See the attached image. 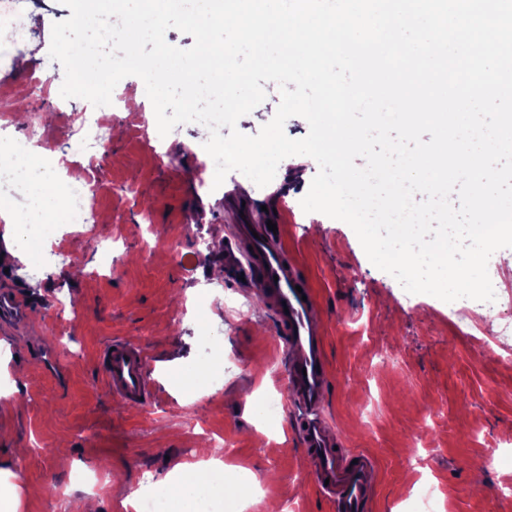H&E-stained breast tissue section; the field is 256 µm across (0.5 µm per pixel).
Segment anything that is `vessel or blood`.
Segmentation results:
<instances>
[{"label":"vessel or blood","mask_w":512,"mask_h":512,"mask_svg":"<svg viewBox=\"0 0 512 512\" xmlns=\"http://www.w3.org/2000/svg\"><path fill=\"white\" fill-rule=\"evenodd\" d=\"M235 238L248 254L239 273L253 280L269 305L283 343L289 402L297 415L296 435L313 481L334 512H368L373 457L336 450L334 437L314 417L325 404L329 384L324 337L312 319L317 306L314 290L304 272L288 259L280 234L267 225L237 224ZM25 317L26 308L16 295L0 292V319L13 322ZM149 361L142 347L118 338L107 340L100 351V365L108 393L125 405L143 404L151 391Z\"/></svg>","instance_id":"obj_1"}]
</instances>
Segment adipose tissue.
<instances>
[{"instance_id": "ef3b65f1", "label": "adipose tissue", "mask_w": 512, "mask_h": 512, "mask_svg": "<svg viewBox=\"0 0 512 512\" xmlns=\"http://www.w3.org/2000/svg\"><path fill=\"white\" fill-rule=\"evenodd\" d=\"M8 164L22 180L20 193L33 201L32 209L15 223V230H22L27 224L41 223L49 216L65 217L64 202L36 181L38 160L34 155L18 152L9 159ZM174 471V477L162 487L161 497L166 505L164 512H199L204 499L219 498L230 504L242 492L235 475L219 460L181 463L175 466Z\"/></svg>"}]
</instances>
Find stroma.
Masks as SVG:
<instances>
[{"label": "stroma", "instance_id": "obj_1", "mask_svg": "<svg viewBox=\"0 0 512 512\" xmlns=\"http://www.w3.org/2000/svg\"><path fill=\"white\" fill-rule=\"evenodd\" d=\"M26 15L32 35L13 69H0V89L18 90L0 137L23 140L36 115L60 156L74 142L70 114L89 103L28 88L26 78H55L51 29L71 11L62 0H26ZM114 92L126 103L112 122L118 135L99 148L96 224L41 228L43 248L63 246L66 258L7 256L0 219V290L28 307L24 322L0 327V387L9 392L0 399V470L14 475L0 485V512H70L77 498L126 512L143 481L160 484L177 464L210 458L212 436L239 468L235 512H332L293 432L295 412L284 404L274 422L263 415V397L287 381L269 307L225 270L220 238L242 213L278 221L311 280L332 376L321 415L346 449L375 460L369 512H418L425 485L437 512H512V364L498 348L463 334L446 302L407 293L374 266L347 223L303 211L317 164L282 161L262 188L233 171L206 195L196 182L211 162L199 125L160 136L147 124L153 106L140 78ZM94 234L111 236L110 265ZM36 277L43 288L34 295L27 282ZM207 329L237 363L214 385L196 378ZM114 336L150 356L153 395L142 405H121L105 389L98 356Z\"/></svg>", "mask_w": 512, "mask_h": 512}]
</instances>
